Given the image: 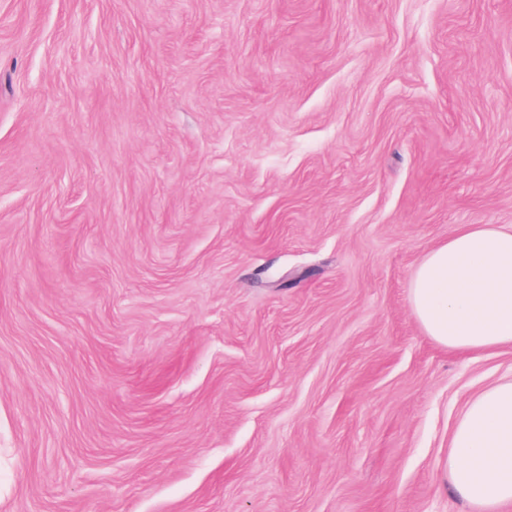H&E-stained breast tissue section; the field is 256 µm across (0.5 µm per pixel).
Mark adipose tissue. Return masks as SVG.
I'll return each mask as SVG.
<instances>
[{"instance_id":"ef3b65f1","label":"adipose tissue","mask_w":512,"mask_h":512,"mask_svg":"<svg viewBox=\"0 0 512 512\" xmlns=\"http://www.w3.org/2000/svg\"><path fill=\"white\" fill-rule=\"evenodd\" d=\"M426 336L463 353L512 347V227L467 224L429 249L409 284ZM448 480L474 512L512 504V379L467 401L448 441Z\"/></svg>"}]
</instances>
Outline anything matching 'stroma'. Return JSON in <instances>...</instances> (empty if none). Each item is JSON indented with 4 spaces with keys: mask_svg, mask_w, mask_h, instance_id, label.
Segmentation results:
<instances>
[{
    "mask_svg": "<svg viewBox=\"0 0 512 512\" xmlns=\"http://www.w3.org/2000/svg\"><path fill=\"white\" fill-rule=\"evenodd\" d=\"M512 226V0H0V512H472L423 254Z\"/></svg>",
    "mask_w": 512,
    "mask_h": 512,
    "instance_id": "35a3bbf8",
    "label": "stroma"
}]
</instances>
